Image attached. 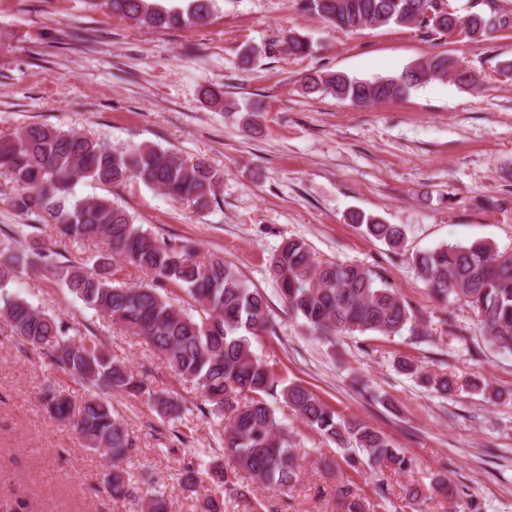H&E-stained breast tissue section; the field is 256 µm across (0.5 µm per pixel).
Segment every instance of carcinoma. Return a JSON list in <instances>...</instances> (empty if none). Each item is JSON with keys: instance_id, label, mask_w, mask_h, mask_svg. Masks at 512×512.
<instances>
[{"instance_id": "cac0c4a2", "label": "carcinoma", "mask_w": 512, "mask_h": 512, "mask_svg": "<svg viewBox=\"0 0 512 512\" xmlns=\"http://www.w3.org/2000/svg\"><path fill=\"white\" fill-rule=\"evenodd\" d=\"M90 2L154 29L203 26L215 9V0H188L186 6L172 8L155 0ZM299 4L302 10L349 31L391 22L448 32L462 25L467 36L475 39L512 29V8H504L498 0H486L487 11L464 17L445 10L444 0H299ZM428 8L433 11L431 18L425 16ZM448 77L465 87L477 83L476 75L452 57L437 54L396 77L374 81L315 72L306 76L303 90L369 105L402 98L429 80ZM2 176L5 185L0 186V197L29 223L0 239V318L50 366L105 389L104 395L77 407L48 382L42 399L55 420L73 425L87 448L109 457L112 470L107 483L112 494L137 502L139 512H168L164 493L152 487L150 479L138 484L127 477L123 463L131 458L136 441L112 405V396L142 402L162 419L179 417L183 404L153 388L147 375L112 357L96 337L70 335L71 327L58 316L10 290L21 269L53 270L86 308L142 337L167 368L191 383L201 397L195 405L200 413L229 419L220 433L224 461L216 460L204 470L189 462L180 472L179 483L191 495L207 484L199 499L200 512H224L225 499L246 497L238 479L241 471L275 492L297 481L298 457L271 403L277 396L316 433L349 450L348 466L359 465L354 454L361 452L378 467L398 473L412 470L414 458L392 447L384 435L364 423L342 419L307 386L282 383L274 364L254 353L252 340L271 326L268 300L258 289L248 287L224 258H201L185 242L158 238L108 196L75 194V187L85 180L111 188L135 178L175 202L186 201L205 210L217 200L223 172L202 159H183L156 145L120 150L84 133L32 123L0 137ZM352 221L364 226L368 236L393 247L403 240L401 227L373 216L359 214ZM43 224L54 226L59 237L53 249L35 237ZM88 240L101 241L106 248L81 261L64 258L62 250L68 244ZM121 264L145 272L151 283L132 288L119 281L116 274ZM413 264L436 299L464 301L490 344L512 353V254L500 253L482 241L446 244L417 252ZM270 273L288 310L312 333L329 340L356 332L429 335L413 321L412 309L393 288L377 283L360 265L315 259L301 239L284 240L271 257ZM171 287L190 296L191 310L174 303L168 292ZM398 365L439 394L456 391V382L447 374L425 375L405 360ZM438 489L454 494L440 473L429 487L410 486L404 493L415 501ZM337 496L346 512L373 510L350 482L338 487Z\"/></svg>"}]
</instances>
